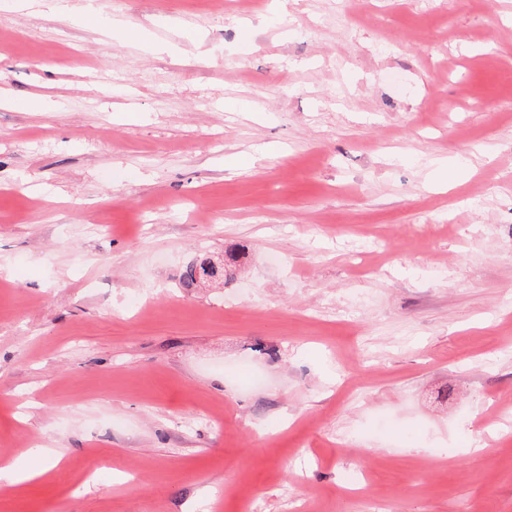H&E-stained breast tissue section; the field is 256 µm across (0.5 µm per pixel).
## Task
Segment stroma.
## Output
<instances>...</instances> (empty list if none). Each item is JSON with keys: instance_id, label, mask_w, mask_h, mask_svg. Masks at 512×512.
Instances as JSON below:
<instances>
[{"instance_id": "1", "label": "stroma", "mask_w": 512, "mask_h": 512, "mask_svg": "<svg viewBox=\"0 0 512 512\" xmlns=\"http://www.w3.org/2000/svg\"><path fill=\"white\" fill-rule=\"evenodd\" d=\"M80 2L0 0V512H512V0ZM45 470H35L21 459L4 462L0 465V479L7 478L12 484L23 485L28 481L40 476Z\"/></svg>"}]
</instances>
